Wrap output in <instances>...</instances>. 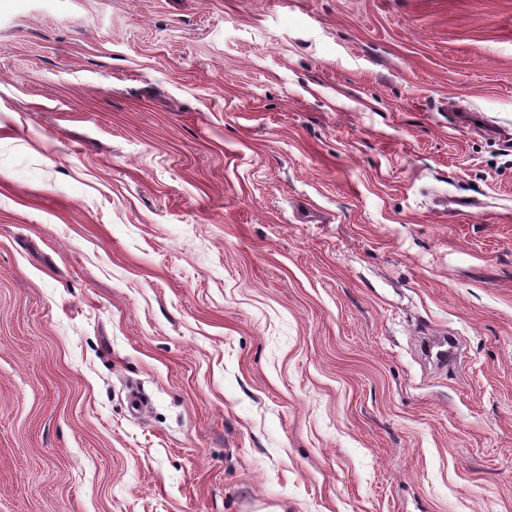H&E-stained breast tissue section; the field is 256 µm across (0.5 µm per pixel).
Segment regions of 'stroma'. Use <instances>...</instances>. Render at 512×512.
<instances>
[{"mask_svg":"<svg viewBox=\"0 0 512 512\" xmlns=\"http://www.w3.org/2000/svg\"><path fill=\"white\" fill-rule=\"evenodd\" d=\"M511 135L512 0H0V512H512Z\"/></svg>","mask_w":512,"mask_h":512,"instance_id":"obj_1","label":"stroma"}]
</instances>
